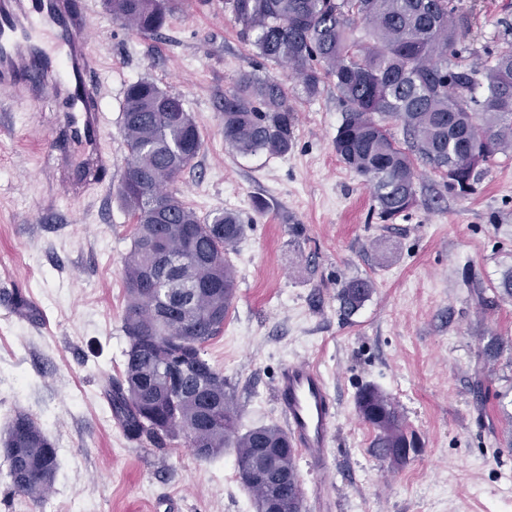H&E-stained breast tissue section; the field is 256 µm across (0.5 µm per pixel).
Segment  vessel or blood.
<instances>
[{
  "mask_svg": "<svg viewBox=\"0 0 512 512\" xmlns=\"http://www.w3.org/2000/svg\"><path fill=\"white\" fill-rule=\"evenodd\" d=\"M89 24L83 0H0V92L30 112L43 97L57 102L59 123L46 140L56 154V181L74 198L112 175ZM274 401L297 455L324 466L337 409L320 370L304 361L288 363L274 386Z\"/></svg>",
  "mask_w": 512,
  "mask_h": 512,
  "instance_id": "vessel-or-blood-1",
  "label": "vessel or blood"
}]
</instances>
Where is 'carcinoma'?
<instances>
[{
  "label": "carcinoma",
  "instance_id": "cac0c4a2",
  "mask_svg": "<svg viewBox=\"0 0 512 512\" xmlns=\"http://www.w3.org/2000/svg\"><path fill=\"white\" fill-rule=\"evenodd\" d=\"M112 18L141 32L165 24L171 0H104ZM246 32L256 33L258 54L288 67L308 97L335 80L343 118L336 155L366 179L379 217L388 221L417 203L418 156L451 182L474 184L481 166L512 150V47L480 70L448 69L463 20L455 0H224ZM179 97L155 82L130 84L122 103V135L128 157L115 193L135 219L132 247L122 275L127 302L123 331L126 363L112 380V414L127 440L162 448L181 433L204 459L232 448L240 479L267 500L279 494L281 512H302L295 462L286 430L277 425L239 429L232 396L204 357L224 330L235 295L236 270L227 253L244 234L232 212L199 219L171 189L202 148L198 126ZM400 124L401 147L384 120ZM224 143L252 154L285 155L294 143V112L282 81L241 76L224 94ZM487 153L467 159L472 135ZM368 279L339 291L344 311L371 294ZM503 343L492 336L480 357L495 361ZM358 413L376 435L372 447L394 467L418 448L397 405L375 386L357 395ZM5 440L11 490L34 503L45 498L58 469L57 450L27 413L13 418Z\"/></svg>",
  "mask_w": 512,
  "mask_h": 512
}]
</instances>
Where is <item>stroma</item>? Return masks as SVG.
<instances>
[{
  "instance_id": "1",
  "label": "stroma",
  "mask_w": 512,
  "mask_h": 512,
  "mask_svg": "<svg viewBox=\"0 0 512 512\" xmlns=\"http://www.w3.org/2000/svg\"><path fill=\"white\" fill-rule=\"evenodd\" d=\"M99 60L105 143L120 176L127 86L149 79L182 99L203 144L174 184L198 216L239 215L229 255L237 275L223 332L205 348L234 396L239 427L283 425L273 388L303 358L336 399L327 460L336 512H512V300L495 288L512 269V152L489 163L465 196L417 163V203L384 221L367 183L337 157L343 105L333 80L307 97L296 76L258 56L224 0H175L156 33L113 20L86 0ZM468 19L449 67L469 70L512 46V0H455ZM245 74L275 76L295 115L288 154H240L224 142V94ZM29 115L0 127V439L17 413L32 415L57 449L58 471L40 503L12 493L0 455V512H255L233 449L197 458L184 437L166 448L133 443L112 415L109 383L124 368L122 261L134 220L113 189L62 197ZM353 278L373 290L351 315L337 293ZM485 291L477 303L473 287ZM496 336L504 355L478 358ZM482 379L500 403L480 400ZM366 385L398 406L421 442L391 467L358 415Z\"/></svg>"
}]
</instances>
